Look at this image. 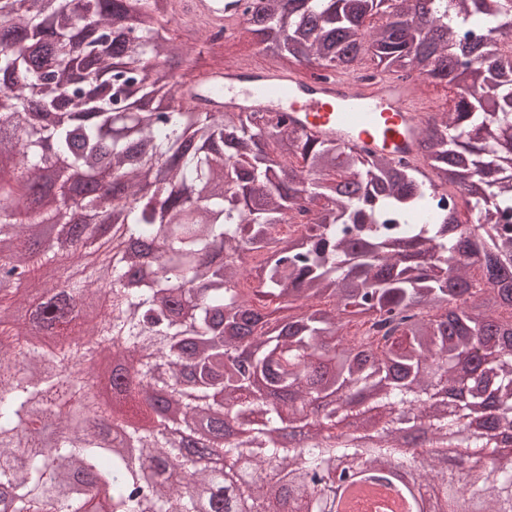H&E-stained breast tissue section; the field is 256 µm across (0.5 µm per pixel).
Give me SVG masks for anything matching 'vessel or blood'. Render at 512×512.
Wrapping results in <instances>:
<instances>
[{
  "instance_id": "1",
  "label": "vessel or blood",
  "mask_w": 512,
  "mask_h": 512,
  "mask_svg": "<svg viewBox=\"0 0 512 512\" xmlns=\"http://www.w3.org/2000/svg\"><path fill=\"white\" fill-rule=\"evenodd\" d=\"M246 0H172L176 16L206 28L232 29ZM179 94L211 112H284L289 126L392 158L418 159L425 115L408 83L388 77L362 84L349 78L306 77L274 67L228 66L207 71Z\"/></svg>"
}]
</instances>
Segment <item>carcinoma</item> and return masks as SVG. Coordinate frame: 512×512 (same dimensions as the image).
Wrapping results in <instances>:
<instances>
[{
  "mask_svg": "<svg viewBox=\"0 0 512 512\" xmlns=\"http://www.w3.org/2000/svg\"><path fill=\"white\" fill-rule=\"evenodd\" d=\"M246 32L260 53L287 55L306 71H346L363 58L378 72L411 74L456 88L454 109L426 121L424 163L406 166L289 129L278 115L258 123L243 112L217 116L178 95L171 61L188 48L162 43L168 0H147L158 13L146 26L127 17L125 0H0V136L26 116L16 178L35 188L48 165L38 148L53 138L56 155L84 178V206L112 225V243L83 225L86 253L112 246L106 266L112 322L71 335L76 298L98 291L93 269L48 290L36 315L69 337L42 356L40 371L20 376L0 364V512H199L196 490L173 465L168 432L187 437L231 407L260 416L252 434L220 443L224 469L182 465L202 485L231 492L216 512H280L282 494L268 470L295 475L293 510L321 494L303 476L344 462L384 465L409 412L426 420L432 439L457 435L456 416L427 413L432 394L466 384L473 401L490 395L499 426L512 430V0H259ZM95 71L101 85L78 82ZM453 185L482 224L469 228L442 190ZM72 198L37 202L24 220L0 198V236L21 248L12 268H46L56 254L30 233L63 218ZM315 207L298 236L274 226L291 210ZM262 260L250 267L249 257ZM481 271L475 279L473 270ZM16 298L0 297V356L22 335L8 321ZM302 313L285 314L290 306ZM137 356V406L154 410L162 395L181 411L150 433L128 429L147 466L132 465L104 431H77L57 400L70 381L57 366L90 358L108 338ZM387 408L372 448L309 437L299 451L266 444L284 417L315 401L322 421L358 414L359 390ZM54 420V450L37 436L23 463L14 456L21 421ZM480 466L441 468L432 457L405 460L444 504L443 512H512V445L489 434L466 439ZM80 490L66 494L74 475Z\"/></svg>",
  "mask_w": 512,
  "mask_h": 512,
  "instance_id": "cac0c4a2",
  "label": "carcinoma"
}]
</instances>
